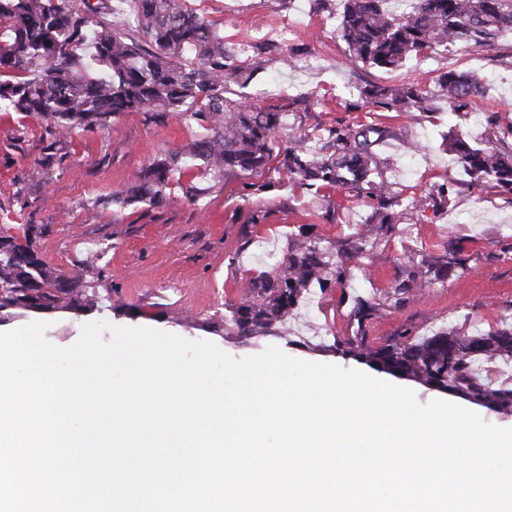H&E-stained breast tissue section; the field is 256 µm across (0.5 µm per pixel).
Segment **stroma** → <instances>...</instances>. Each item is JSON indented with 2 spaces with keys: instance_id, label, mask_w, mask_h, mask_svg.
<instances>
[{
  "instance_id": "35a3bbf8",
  "label": "stroma",
  "mask_w": 512,
  "mask_h": 512,
  "mask_svg": "<svg viewBox=\"0 0 512 512\" xmlns=\"http://www.w3.org/2000/svg\"><path fill=\"white\" fill-rule=\"evenodd\" d=\"M203 16L224 33L238 56L256 65L246 89L272 112L288 115L294 128L317 131L355 121L377 123L390 134L378 146L392 165L384 175L404 198L427 194L453 182L447 211L413 213L397 224L360 263L364 275L352 276L347 287H312L284 326L262 336H213L202 331L203 320H219L224 306L237 302L243 284L265 270L266 252L284 255L291 232L311 228L327 241L347 236L351 224H363L373 210L344 192L328 200L313 197L297 185L280 183L255 196L253 206L267 210L261 224L247 221L241 207V177H225L204 204L176 202L164 208L130 207L115 212L106 198L124 189L159 152L175 149L200 130L176 119L166 124L144 122L137 114L122 116L107 133L74 134L69 158L45 184L27 176L41 152L37 123L0 112V224L29 222L43 227L38 245L58 271L83 273L110 294L109 308L87 318L48 316L46 338L66 348L80 337L87 321L116 326L159 329L189 341H212L229 356L241 359L276 346L303 360L357 368L358 363L333 351L335 339L354 335L359 301L378 303L367 328L368 340L380 344L404 331L428 336L443 328L465 335L483 334L512 324V195L493 182L473 185L443 142L453 130L475 141L492 136V116L512 118V33L494 46L461 44L433 65L409 58L397 71L352 64L336 33L339 0H195ZM288 18L299 26L288 43L277 39ZM292 56L294 68L280 59ZM319 56L317 67L307 65ZM475 71L493 83L471 106L464 120L442 111L381 112L363 104L358 90L367 85L391 86L412 81L437 91L446 68ZM421 149L407 157L405 143ZM27 209H20V200ZM461 248L462 269L404 301L393 285L401 262L420 260L444 245Z\"/></svg>"
}]
</instances>
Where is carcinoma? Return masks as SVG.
I'll return each instance as SVG.
<instances>
[{"mask_svg":"<svg viewBox=\"0 0 512 512\" xmlns=\"http://www.w3.org/2000/svg\"><path fill=\"white\" fill-rule=\"evenodd\" d=\"M389 0H340L337 27L349 60L397 70L421 54L440 55L458 44L489 45L512 31V0H411L402 14ZM128 10L110 17L105 0H0V112L37 122L46 145L29 174L48 181L62 168L63 144L78 131H108L126 114L163 125L194 124L201 134L182 147L156 155L135 180L112 194V208L156 207L173 201L198 203L206 189L229 174L251 176L275 163L277 179L317 195L349 192L375 208L365 229L339 243L302 227L292 234L282 261L248 280V292L225 306L224 319L205 320L201 330L222 336H262L282 325L314 285H346L352 261L374 248L398 223L394 208L423 213L445 209L450 186L435 195L401 200L381 177L386 164L377 151L383 129L371 123L332 126L311 145L307 134L286 127L284 113L228 96L231 83L245 85L253 70L224 43L189 0H127ZM489 80L474 71L450 69L439 80V97L403 82L361 91L376 108L433 113L439 103L465 117ZM448 147L472 182L493 181L512 194V153L471 145L448 133ZM39 225L0 224V324L17 317L67 313L75 317L106 308L81 274L51 266L37 247ZM463 267L461 250H443L402 266L395 288L415 295ZM377 309L356 308L359 332L336 341L345 359L365 362L397 377L460 397L494 412H512V388H493L473 372L478 359H512V327L462 336L443 329L428 337L403 334L381 345L368 342L364 326Z\"/></svg>","mask_w":512,"mask_h":512,"instance_id":"1","label":"carcinoma"}]
</instances>
